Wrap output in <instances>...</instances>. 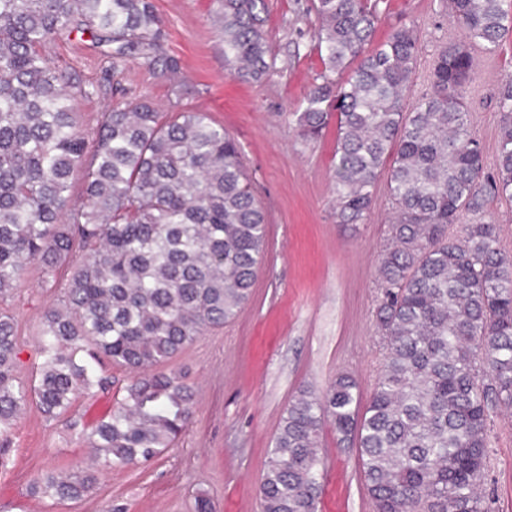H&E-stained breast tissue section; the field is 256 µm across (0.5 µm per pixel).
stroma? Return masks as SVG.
Segmentation results:
<instances>
[{"label":"stroma","mask_w":512,"mask_h":512,"mask_svg":"<svg viewBox=\"0 0 512 512\" xmlns=\"http://www.w3.org/2000/svg\"><path fill=\"white\" fill-rule=\"evenodd\" d=\"M166 33L164 50L180 61L175 78L160 76L144 60L113 66L91 34H72L46 44V58L77 77L91 95L79 101V130L94 139L100 115L121 82L130 98H145L167 112L174 105L208 113L238 141L244 167L268 217V247L252 296L237 318L209 329L164 365L194 391L186 431L173 448L151 462L102 469L95 489L79 502L54 503L30 495L29 485L47 470L67 472L90 460L89 449L64 421L45 420L28 406L11 430L7 467L0 469V512H194L207 495L213 512H259L258 486L267 450L289 400L300 388H325L340 373L352 375L370 397L383 346L375 321L381 290L379 256L388 239L392 203L386 179L356 231L336 222L332 194L335 128L304 141L297 115L321 64L313 50L318 25L312 0H266V37L275 61L260 83L242 82L224 69V38L214 23L218 0H155ZM417 25L421 51L408 102L430 90L438 50L456 41L457 26L440 0H388L381 6L378 37ZM477 69L466 88L471 130L493 169L500 114L495 104L500 72L512 66V35L495 53L474 44ZM69 266L44 275L31 266L1 307L17 324V377L30 383L40 363L42 313L63 294ZM112 387L79 395L70 417L90 424L125 396L130 374L103 368ZM488 466L483 477L487 512H512V412H489ZM321 460L336 467L345 512H373L355 448L338 445L323 427Z\"/></svg>","instance_id":"obj_1"}]
</instances>
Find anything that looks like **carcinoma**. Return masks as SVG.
Wrapping results in <instances>:
<instances>
[{
	"instance_id": "carcinoma-1",
	"label": "carcinoma",
	"mask_w": 512,
	"mask_h": 512,
	"mask_svg": "<svg viewBox=\"0 0 512 512\" xmlns=\"http://www.w3.org/2000/svg\"><path fill=\"white\" fill-rule=\"evenodd\" d=\"M505 2L443 0L461 39L437 53L430 92L410 106L418 27L376 43L377 4L314 0L321 83L305 97L297 134L311 141L336 117L340 223L364 221L389 170L393 219L375 309L383 362L364 405L348 374L289 401L259 483L260 512H316L327 422L340 442H356L374 512H485L489 412L512 407V255L500 246V226L480 217L485 162L465 87L471 44L493 53L512 32ZM263 12L264 0H220L228 75H271ZM74 32L91 33L114 67L140 58L164 77L179 70L164 52L153 0H0V299L31 265L48 276L79 254L61 299L43 312L30 386L16 376L14 318L0 312L3 465L28 403L60 420L78 394L109 388L99 374L106 360L133 377L122 402L81 431L95 462L125 467L172 447L190 423L194 393L157 368L239 314L266 244V215L238 142L207 113L168 116L148 100L121 99L87 143L75 106L91 92L43 54ZM496 104L490 182L512 199V69L501 73ZM78 171L84 202L73 209ZM98 479L97 468L49 471L31 493L78 502Z\"/></svg>"
}]
</instances>
